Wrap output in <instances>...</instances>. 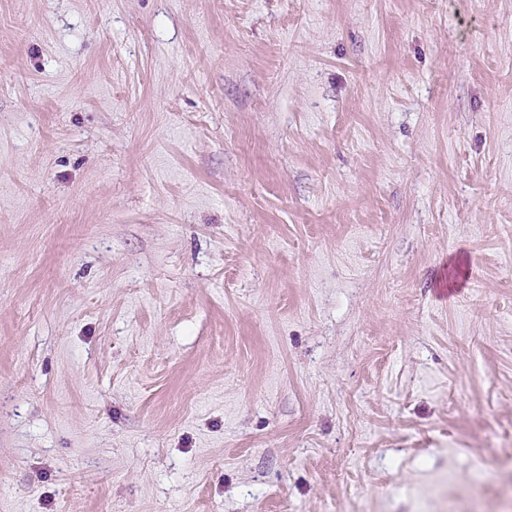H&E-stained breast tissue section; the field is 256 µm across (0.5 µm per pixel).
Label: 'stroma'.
<instances>
[{"instance_id": "35a3bbf8", "label": "stroma", "mask_w": 512, "mask_h": 512, "mask_svg": "<svg viewBox=\"0 0 512 512\" xmlns=\"http://www.w3.org/2000/svg\"><path fill=\"white\" fill-rule=\"evenodd\" d=\"M505 512L512 0H0V512Z\"/></svg>"}]
</instances>
